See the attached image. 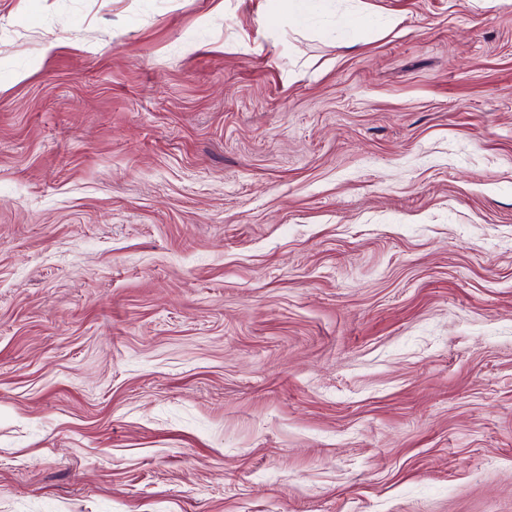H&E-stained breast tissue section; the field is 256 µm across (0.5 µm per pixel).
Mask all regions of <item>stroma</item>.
<instances>
[{
    "instance_id": "35a3bbf8",
    "label": "stroma",
    "mask_w": 512,
    "mask_h": 512,
    "mask_svg": "<svg viewBox=\"0 0 512 512\" xmlns=\"http://www.w3.org/2000/svg\"><path fill=\"white\" fill-rule=\"evenodd\" d=\"M0 512H512V0H0Z\"/></svg>"
}]
</instances>
